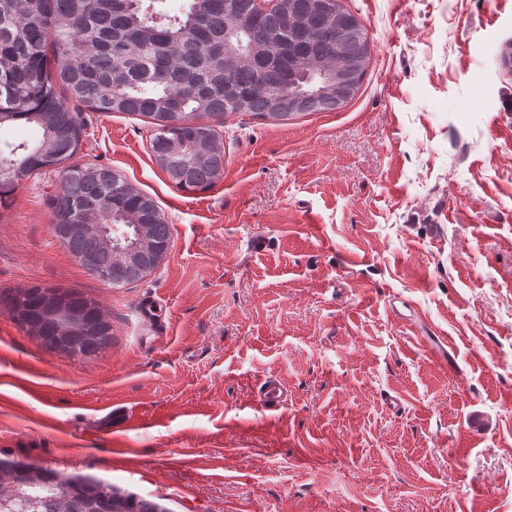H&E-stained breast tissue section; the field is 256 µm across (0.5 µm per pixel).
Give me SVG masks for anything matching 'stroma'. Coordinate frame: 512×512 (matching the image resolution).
<instances>
[{"instance_id":"stroma-1","label":"stroma","mask_w":512,"mask_h":512,"mask_svg":"<svg viewBox=\"0 0 512 512\" xmlns=\"http://www.w3.org/2000/svg\"><path fill=\"white\" fill-rule=\"evenodd\" d=\"M341 3L370 41L355 96L216 121L224 171L203 191L171 184L145 119L63 94L75 162L121 173L172 236L113 287L52 232L62 169L16 184L0 298L80 292L112 342L46 350L0 301V460L168 512H512V0Z\"/></svg>"}]
</instances>
